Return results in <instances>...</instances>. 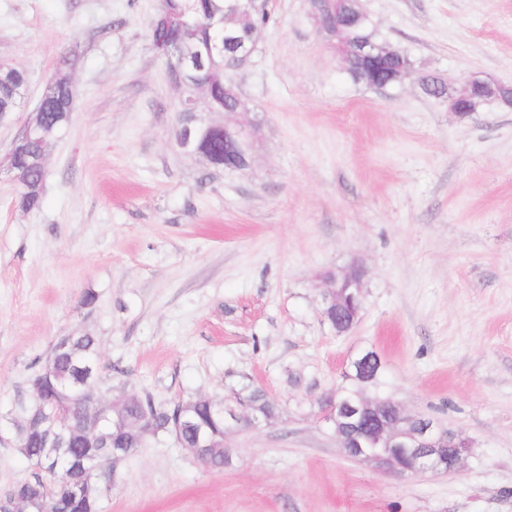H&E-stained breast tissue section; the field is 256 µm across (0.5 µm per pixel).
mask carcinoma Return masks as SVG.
<instances>
[{
	"mask_svg": "<svg viewBox=\"0 0 512 512\" xmlns=\"http://www.w3.org/2000/svg\"><path fill=\"white\" fill-rule=\"evenodd\" d=\"M235 6V0H164L150 25L154 48L162 43L186 44L194 50L212 48V56L204 63L185 66L173 75L174 84L180 91L175 130L181 131L188 125L197 127L209 152L218 157L224 155V135L198 126L191 109L184 102L197 89L204 88L213 111L237 110V98L224 92V60L235 61L239 58L240 43L224 40L219 28L234 31L248 43L268 24L270 13L261 8L242 15L234 10ZM366 12L361 0H335L334 10L322 13V23L336 30V46L354 48L367 44L375 48V52L382 53L388 40L376 21L366 16ZM221 20L224 21L222 26L219 25ZM76 64V55L60 56L52 86L40 99L46 139L28 142L21 155L11 146L7 149V164L12 167L16 186V206L24 212H37L42 208L43 193L39 186L46 158L50 147L70 125L79 99V90L72 80ZM394 65L395 61L388 55L378 60L353 56L346 74L353 83L372 87L388 82ZM421 82L426 95L441 102L448 99L445 85L430 75L421 76ZM27 86L25 71L11 64L0 68V117L6 119L18 111L24 102ZM79 357L99 363L97 337L84 334L77 338L74 351H61L45 360L60 378V382L46 387L42 392L46 410L49 417L66 420L73 432L70 464L62 478L51 479V465L44 464L43 431L27 429L21 414L12 419L18 428L17 450L35 467L31 477L20 480L27 502L21 504L17 512H100L104 491L101 480L104 472L101 468H112V449H122L121 461L124 462L137 453L148 432L157 436L172 435L180 448L193 457L209 458L214 468L221 469L226 465L224 439L228 429L224 425V415L216 408L217 400L198 396L178 401L172 406H163L156 404L148 392L122 389L110 396L98 379L93 386L103 400L114 404L119 419L127 422L128 428L112 433L110 447H97L95 439L88 436L92 417L80 411L73 402L71 381ZM382 374L383 366L375 364L370 367L371 381L348 378L342 388L350 396L368 391L382 399ZM242 403L266 415L272 422L280 416L278 403L260 387L244 384L229 390L224 396L226 405L234 407ZM201 430L209 434L213 447L199 451L198 433Z\"/></svg>",
	"mask_w": 512,
	"mask_h": 512,
	"instance_id": "obj_1",
	"label": "carcinoma"
}]
</instances>
